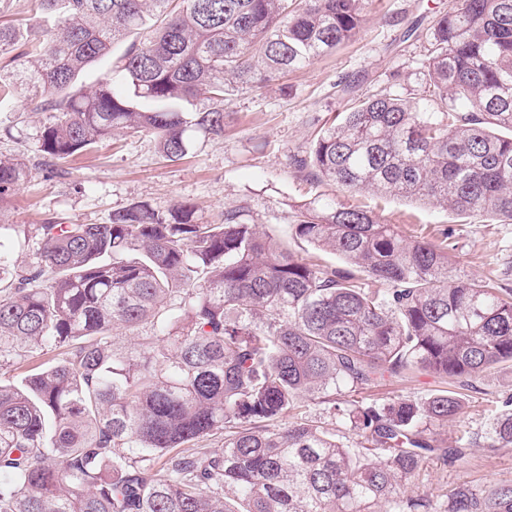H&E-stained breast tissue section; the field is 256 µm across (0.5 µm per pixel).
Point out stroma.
<instances>
[{
	"label": "stroma",
	"instance_id": "stroma-1",
	"mask_svg": "<svg viewBox=\"0 0 512 512\" xmlns=\"http://www.w3.org/2000/svg\"><path fill=\"white\" fill-rule=\"evenodd\" d=\"M451 3L364 0V24L352 42L275 85L232 90L223 136L200 140L177 162L161 161L153 138L142 134L117 136L72 160L48 161L39 150L45 113L22 91L1 101L0 157L21 159L29 169L26 183L0 203V234L13 242L16 272H25L32 262L40 225L105 224L114 210L137 201L161 208L189 202L212 221L244 203L261 232L287 239L294 205L336 192L295 169L292 155L308 150L315 131L356 99L384 88L406 98L420 96L426 60L421 32ZM348 201L403 234L447 241L455 275L493 276L512 289V224L367 192L349 195ZM442 387L440 378L421 372L367 387L360 395L421 399ZM510 398L512 367L507 365L483 374L466 390L463 414L440 431L445 444L463 449V459H430L414 479L438 505H446L448 493L462 484L484 492L512 482V448L493 447L490 439Z\"/></svg>",
	"mask_w": 512,
	"mask_h": 512
}]
</instances>
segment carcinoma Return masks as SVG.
I'll list each match as a JSON object with an SVG mask.
<instances>
[{
  "label": "carcinoma",
  "instance_id": "carcinoma-1",
  "mask_svg": "<svg viewBox=\"0 0 512 512\" xmlns=\"http://www.w3.org/2000/svg\"><path fill=\"white\" fill-rule=\"evenodd\" d=\"M0 22V101L20 87L51 161L117 133L176 162L224 134L226 88L262 89L353 40L362 0H27ZM423 94L381 90L329 119L294 165L340 191L296 206L291 240L245 205L136 202L107 224H42L12 272L0 236V512H433L413 487L461 390L512 365V290L452 275L448 247L342 199L368 191L512 221V0H454L424 34ZM96 87L79 76L112 58ZM193 105L190 110L181 103ZM29 176L0 159V202ZM312 246L346 267L298 254ZM384 288H372L369 282ZM146 330L114 347V331ZM14 382L6 374L35 358ZM431 372L422 402L351 393ZM319 400L361 438L302 416ZM219 448H197L212 436ZM493 446L512 447V402ZM444 512H512V483Z\"/></svg>",
  "mask_w": 512,
  "mask_h": 512
}]
</instances>
